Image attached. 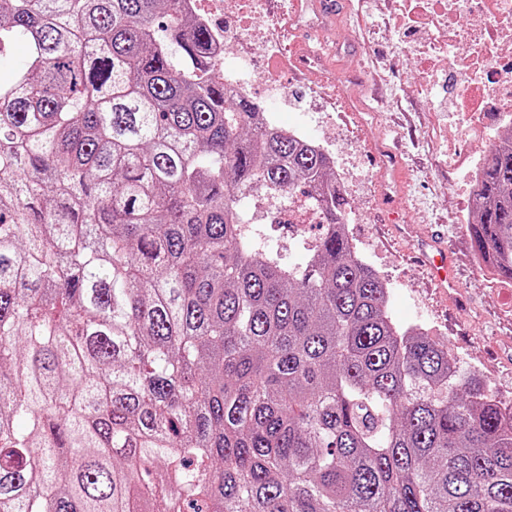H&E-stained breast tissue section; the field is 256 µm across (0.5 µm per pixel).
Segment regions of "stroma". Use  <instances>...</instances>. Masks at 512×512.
<instances>
[{
	"instance_id": "1",
	"label": "stroma",
	"mask_w": 512,
	"mask_h": 512,
	"mask_svg": "<svg viewBox=\"0 0 512 512\" xmlns=\"http://www.w3.org/2000/svg\"><path fill=\"white\" fill-rule=\"evenodd\" d=\"M389 0H343L340 15L328 26L333 51L328 73L282 71L292 91L281 114L284 123H303L321 138L337 161L346 163L353 181L346 187L350 219L347 231L390 291L388 312L397 324L425 328L444 344L461 373L484 380L503 401L512 400V285L488 286L473 258L470 236L459 217L469 191L461 158L473 150L459 135L457 116L433 112L415 88L414 62L386 21ZM373 80L381 101L370 102L375 114L360 126L347 107L353 77ZM384 140L401 152L406 175L400 208L411 226L410 239L441 231L456 258L458 298L440 294L424 267L409 254V239L398 237L380 208L379 163L374 141ZM247 234L261 238L282 263H303L306 248L318 235L316 225L287 224L271 217L268 201L252 200L246 212Z\"/></svg>"
}]
</instances>
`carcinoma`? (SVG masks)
<instances>
[{"label":"carcinoma","instance_id":"1","mask_svg":"<svg viewBox=\"0 0 512 512\" xmlns=\"http://www.w3.org/2000/svg\"><path fill=\"white\" fill-rule=\"evenodd\" d=\"M211 44L181 0H0V512H512V402L391 319L327 153ZM258 188L322 214L299 266ZM476 212L512 281V145ZM289 212L298 224H278L288 220L286 214H280L276 220L270 215L268 200L264 198L251 199V210L245 211V221L242 224L245 232L261 238L268 247L277 254L281 262L286 265L303 263L307 251L305 247L318 235L319 229L315 225L318 221L313 211L306 208L296 196L288 195ZM303 205V206H301ZM274 221V222H272ZM251 223V224H250ZM300 224H306L299 227Z\"/></svg>","mask_w":512,"mask_h":512}]
</instances>
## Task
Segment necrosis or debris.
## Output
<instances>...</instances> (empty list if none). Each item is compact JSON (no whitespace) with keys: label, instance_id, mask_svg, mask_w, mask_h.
<instances>
[{"label":"necrosis or debris","instance_id":"necrosis-or-debris-1","mask_svg":"<svg viewBox=\"0 0 512 512\" xmlns=\"http://www.w3.org/2000/svg\"><path fill=\"white\" fill-rule=\"evenodd\" d=\"M264 0H185L186 10L214 31L210 57L224 86L249 94L263 86L270 104L287 105L286 84L269 75L267 48L275 24ZM395 25L417 60L415 81L454 100L459 130L487 148L491 127L512 117V0H403Z\"/></svg>","mask_w":512,"mask_h":512}]
</instances>
